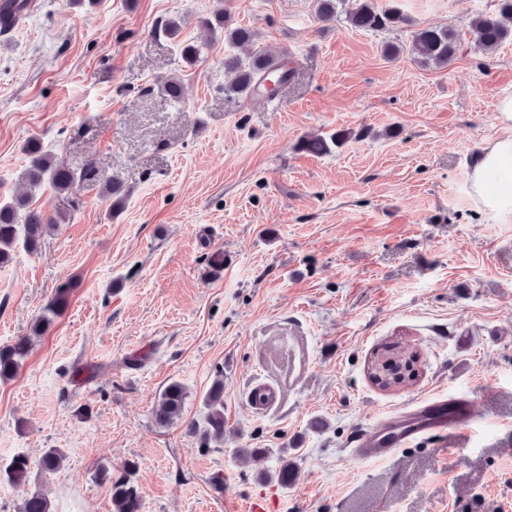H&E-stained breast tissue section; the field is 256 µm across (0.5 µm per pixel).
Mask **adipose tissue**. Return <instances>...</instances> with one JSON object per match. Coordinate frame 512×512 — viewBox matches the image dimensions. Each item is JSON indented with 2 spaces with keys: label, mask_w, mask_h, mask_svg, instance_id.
Masks as SVG:
<instances>
[{
  "label": "adipose tissue",
  "mask_w": 512,
  "mask_h": 512,
  "mask_svg": "<svg viewBox=\"0 0 512 512\" xmlns=\"http://www.w3.org/2000/svg\"><path fill=\"white\" fill-rule=\"evenodd\" d=\"M503 134L478 153L469 173L470 194L478 208L494 216L512 215V92L497 102Z\"/></svg>",
  "instance_id": "obj_1"
}]
</instances>
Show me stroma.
Here are the masks:
<instances>
[{
  "instance_id": "obj_1",
  "label": "stroma",
  "mask_w": 512,
  "mask_h": 512,
  "mask_svg": "<svg viewBox=\"0 0 512 512\" xmlns=\"http://www.w3.org/2000/svg\"><path fill=\"white\" fill-rule=\"evenodd\" d=\"M217 1L37 0L0 35V189L16 187L31 139L126 189L114 212L93 181L36 190L58 224L0 266V345L74 286L0 382V466L49 448L65 460L0 484V512L33 492L53 512H112L95 471L129 462L142 512H242L260 492L275 512H512V216L479 211L469 190L512 91V42L486 56L467 30L495 0H381L407 18L382 32L320 21L314 0H221L256 34L239 56L268 48L293 68L271 100L225 97L224 37L199 26ZM424 27L456 33L448 65L411 53ZM183 41L202 45L197 66ZM388 42L401 53L384 56ZM173 76L178 105L160 91ZM340 129L351 136L331 153L301 150ZM387 346L418 353L414 384L370 378ZM219 372L224 441L205 448L188 427ZM173 380L188 398L161 426ZM263 387L274 399L255 405ZM441 393L473 400L466 436L353 460L377 416ZM71 292L72 288L68 284H63L55 289L53 296L45 305L42 315L34 322L32 335H41L45 328L53 322V319L65 311ZM187 399V390L176 380L171 381L159 393L154 410L155 421L162 426L174 424L182 418Z\"/></svg>"
}]
</instances>
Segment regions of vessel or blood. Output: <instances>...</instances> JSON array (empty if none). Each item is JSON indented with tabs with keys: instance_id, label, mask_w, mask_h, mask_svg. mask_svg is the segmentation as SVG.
<instances>
[{
	"instance_id": "obj_1",
	"label": "vessel or blood",
	"mask_w": 512,
	"mask_h": 512,
	"mask_svg": "<svg viewBox=\"0 0 512 512\" xmlns=\"http://www.w3.org/2000/svg\"><path fill=\"white\" fill-rule=\"evenodd\" d=\"M474 418V404L465 397L437 395L417 405L406 421L394 422L381 416L364 433L358 434L352 449L354 459L365 462L394 457L399 448L426 434L469 430Z\"/></svg>"
}]
</instances>
